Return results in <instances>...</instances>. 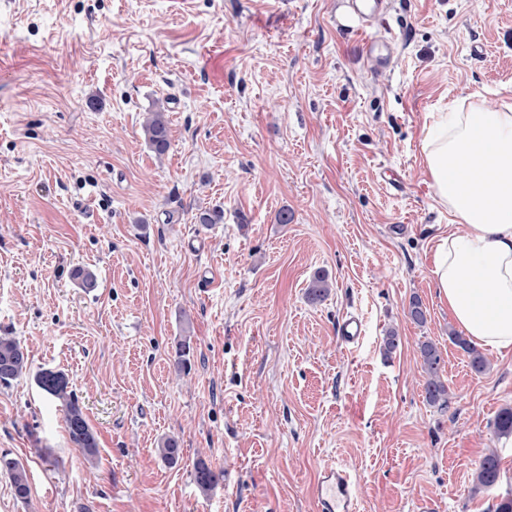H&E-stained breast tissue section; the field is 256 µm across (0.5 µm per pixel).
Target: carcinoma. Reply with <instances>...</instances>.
<instances>
[{
	"label": "carcinoma",
	"mask_w": 512,
	"mask_h": 512,
	"mask_svg": "<svg viewBox=\"0 0 512 512\" xmlns=\"http://www.w3.org/2000/svg\"><path fill=\"white\" fill-rule=\"evenodd\" d=\"M144 139L149 148L158 156L165 155L170 147L169 121L165 109L158 107L148 113L142 125ZM72 278L77 280L80 287L91 292L97 288L96 272L89 267H77L72 271ZM329 277L326 271L317 270L308 284V297L313 302L322 301L329 292ZM450 340L466 353L470 359L471 368L482 373L487 367L484 355L465 337L453 334ZM421 368L424 374V393L426 401L432 406L445 408L448 406V386L443 380V359L437 347L430 341L420 345ZM29 368L28 354L21 343L11 336H0V383L7 386L11 381L24 374ZM34 381L37 387L47 397L57 401L64 410V422L70 441L82 449L90 459L97 454L96 434L89 423L83 407L72 389L67 375L61 370L43 368L39 370ZM498 435L512 436V407L502 409L495 421ZM160 453L164 460L174 463L180 458L179 442L174 437H168L161 443ZM7 472L11 477V485L15 498L26 502L30 497V483L27 471L16 459L6 455L0 456V471ZM500 458L492 451L481 460L476 472V488L489 489L499 478ZM220 474L214 471L204 461H199L194 467V480L199 488L208 490L219 480Z\"/></svg>",
	"instance_id": "1"
}]
</instances>
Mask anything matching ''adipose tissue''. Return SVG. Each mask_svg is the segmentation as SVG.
<instances>
[{
    "instance_id": "1",
    "label": "adipose tissue",
    "mask_w": 512,
    "mask_h": 512,
    "mask_svg": "<svg viewBox=\"0 0 512 512\" xmlns=\"http://www.w3.org/2000/svg\"><path fill=\"white\" fill-rule=\"evenodd\" d=\"M421 148L456 224L434 247L438 296L475 344L511 350L512 109L435 113Z\"/></svg>"
}]
</instances>
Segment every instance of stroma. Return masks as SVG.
Masks as SVG:
<instances>
[{
  "mask_svg": "<svg viewBox=\"0 0 512 512\" xmlns=\"http://www.w3.org/2000/svg\"><path fill=\"white\" fill-rule=\"evenodd\" d=\"M351 21V0H0V335L30 361L0 385V454L31 487L21 502L0 472V512H318L309 488L334 465L359 512L512 497L494 426L512 351H486L477 374L449 340L432 252L451 216L421 150L440 107L512 106V0H386L369 21L395 37L384 69ZM158 101L162 157L141 131ZM205 209L221 221L198 224ZM318 270L332 288L313 303ZM349 316L365 321L352 349ZM425 340L444 409L424 398ZM42 368L69 377L94 461L35 384ZM492 450L498 482L474 490ZM200 460L221 474L207 491ZM420 358L425 399L430 405L443 409L448 406V386L443 380L441 354L432 342L424 341L420 345Z\"/></svg>",
  "mask_w": 512,
  "mask_h": 512,
  "instance_id": "obj_1",
  "label": "stroma"
}]
</instances>
